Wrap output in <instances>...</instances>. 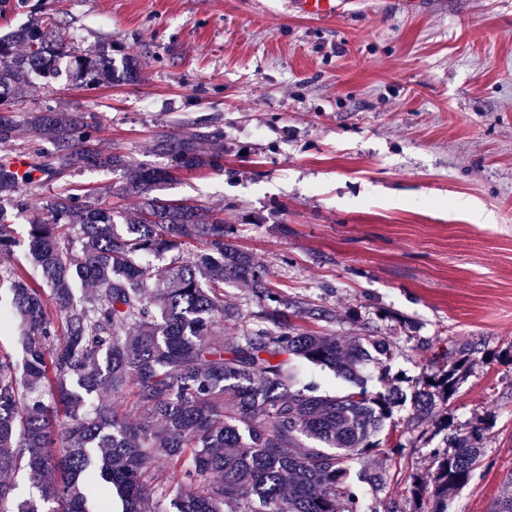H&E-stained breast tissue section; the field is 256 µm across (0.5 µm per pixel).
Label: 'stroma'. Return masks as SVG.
<instances>
[{"label":"stroma","instance_id":"35a3bbf8","mask_svg":"<svg viewBox=\"0 0 512 512\" xmlns=\"http://www.w3.org/2000/svg\"><path fill=\"white\" fill-rule=\"evenodd\" d=\"M39 12L81 48L134 56L139 76L34 85L0 158H31L28 121L46 107L149 167L167 162L158 141L220 129L222 168L178 172L157 196L222 212L270 287L335 310L309 329L402 346L364 367L371 392L411 393L427 371L417 342L470 348L448 422L489 430L448 512H493L512 473V0H348L329 21L288 0H0V35ZM123 186L88 167L41 192L90 187L129 209Z\"/></svg>","mask_w":512,"mask_h":512}]
</instances>
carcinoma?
I'll return each mask as SVG.
<instances>
[{
	"label": "carcinoma",
	"instance_id": "cac0c4a2",
	"mask_svg": "<svg viewBox=\"0 0 512 512\" xmlns=\"http://www.w3.org/2000/svg\"><path fill=\"white\" fill-rule=\"evenodd\" d=\"M47 16L0 36V144L15 132L6 102L38 77L62 71L101 83L134 72L117 69L112 49L80 51L55 43ZM30 124L39 140L34 171L21 177L0 159V252L18 246L7 209L29 210V196L86 167L119 171L141 202L132 213L95 205L94 190L41 197L29 221L28 260L38 278L0 268L22 332L23 358L0 354V512H95L112 493L123 512H405L384 496L390 470L350 481L368 454L402 455L397 433L426 434L435 400L457 392L467 358L430 359L412 391V413L393 419L403 393L371 394L361 368L366 345L385 360L396 343L345 342L297 320L336 321L267 286V270L237 247L224 219L186 200L152 195L178 171L223 166L219 136L191 133L159 148L169 162L148 167L92 148L100 126L48 108ZM176 251L154 265L148 258ZM252 285L258 311L249 321L224 302V283ZM92 292L77 300L74 286ZM238 331L224 340L219 326ZM328 368L355 390L327 396L303 385L294 362ZM132 396L140 419L127 418ZM390 424H385V421ZM428 453L430 479L410 474L408 493L422 512H448V491L465 485L484 455L486 427L448 429ZM25 472L38 496L24 497Z\"/></svg>",
	"mask_w": 512,
	"mask_h": 512
}]
</instances>
